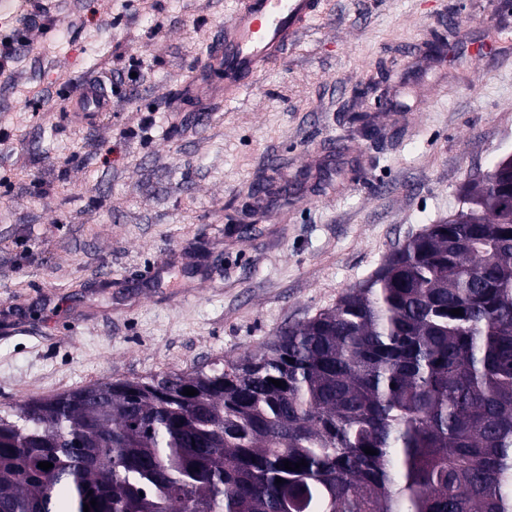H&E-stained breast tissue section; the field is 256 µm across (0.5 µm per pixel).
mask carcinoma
Returning a JSON list of instances; mask_svg holds the SVG:
<instances>
[{
    "instance_id": "cac0c4a2",
    "label": "carcinoma",
    "mask_w": 512,
    "mask_h": 512,
    "mask_svg": "<svg viewBox=\"0 0 512 512\" xmlns=\"http://www.w3.org/2000/svg\"><path fill=\"white\" fill-rule=\"evenodd\" d=\"M91 390L0 417V512H512V156L260 352Z\"/></svg>"
}]
</instances>
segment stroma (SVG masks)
Wrapping results in <instances>:
<instances>
[{
  "label": "stroma",
  "instance_id": "35a3bbf8",
  "mask_svg": "<svg viewBox=\"0 0 512 512\" xmlns=\"http://www.w3.org/2000/svg\"><path fill=\"white\" fill-rule=\"evenodd\" d=\"M234 6L63 0L0 84V415L259 351L512 155V0H323L241 100L171 111ZM138 60L69 123L60 83Z\"/></svg>",
  "mask_w": 512,
  "mask_h": 512
}]
</instances>
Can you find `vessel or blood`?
Returning <instances> with one entry per match:
<instances>
[{
    "mask_svg": "<svg viewBox=\"0 0 512 512\" xmlns=\"http://www.w3.org/2000/svg\"><path fill=\"white\" fill-rule=\"evenodd\" d=\"M321 5L322 0H237L201 71L185 86V97L199 103L238 98L297 42L320 14ZM60 92L68 102L69 115L87 123L112 109L111 96L101 93L94 82L85 83L78 93L66 85Z\"/></svg>",
    "mask_w": 512,
    "mask_h": 512,
    "instance_id": "b4317fda",
    "label": "vessel or blood"
}]
</instances>
